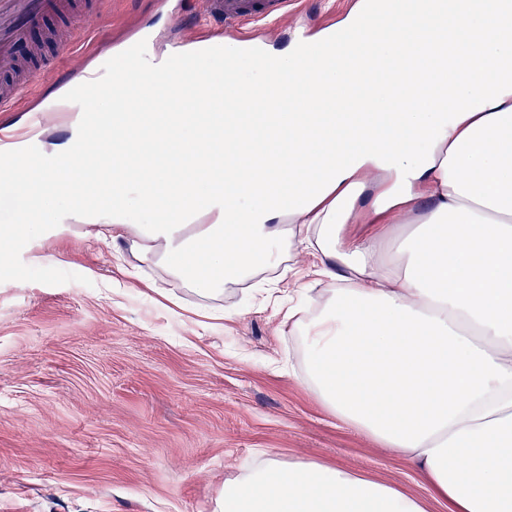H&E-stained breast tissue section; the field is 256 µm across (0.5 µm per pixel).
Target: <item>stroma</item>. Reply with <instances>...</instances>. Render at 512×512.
Masks as SVG:
<instances>
[{
	"instance_id": "35a3bbf8",
	"label": "stroma",
	"mask_w": 512,
	"mask_h": 512,
	"mask_svg": "<svg viewBox=\"0 0 512 512\" xmlns=\"http://www.w3.org/2000/svg\"><path fill=\"white\" fill-rule=\"evenodd\" d=\"M352 0H295L274 24L283 43L295 26L335 23ZM158 29L169 45L218 34L259 36L184 12L181 0H110L79 51L113 70L116 39ZM14 49L43 74L38 98L0 112V128L25 133L32 110L64 83L67 53L48 31ZM52 262H34L39 252ZM66 223L42 241L16 246L12 278L0 283V512H219L225 481L260 454L354 470L425 497L411 464L331 415L288 374L298 341L275 299L259 288H228L235 316L213 319L180 289L188 307L159 296L174 283L154 272L140 282L133 257Z\"/></svg>"
}]
</instances>
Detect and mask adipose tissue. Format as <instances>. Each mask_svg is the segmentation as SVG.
<instances>
[{
  "label": "adipose tissue",
  "instance_id": "obj_1",
  "mask_svg": "<svg viewBox=\"0 0 512 512\" xmlns=\"http://www.w3.org/2000/svg\"><path fill=\"white\" fill-rule=\"evenodd\" d=\"M222 43L225 82L249 55L252 89L286 110L239 96L220 112H178L161 85L143 111L124 76L135 46L122 43L110 52L122 75L88 95L79 77L61 90L77 119L57 166L0 169L31 217L8 238L77 223L203 300L277 270L288 251L317 253L331 288L316 308L283 312L306 387L403 455L448 512H512V0H354L283 48ZM108 97L123 108H95ZM92 145L89 178L78 160ZM135 208L150 222L129 223ZM424 499L267 456L225 483L220 509L426 512Z\"/></svg>",
  "mask_w": 512,
  "mask_h": 512
}]
</instances>
